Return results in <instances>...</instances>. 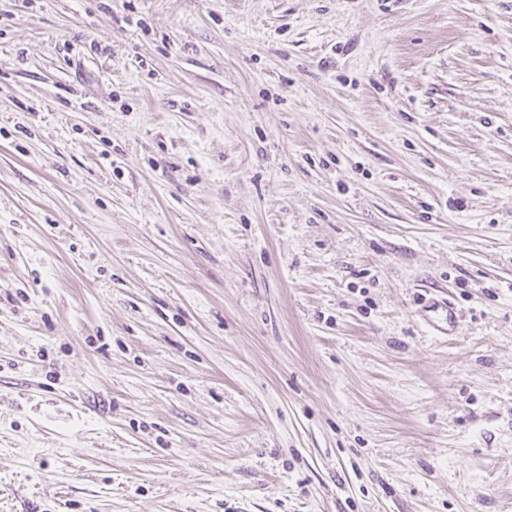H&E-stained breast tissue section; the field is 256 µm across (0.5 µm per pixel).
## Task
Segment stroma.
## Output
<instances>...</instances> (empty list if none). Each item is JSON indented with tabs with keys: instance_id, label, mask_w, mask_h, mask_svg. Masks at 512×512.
Listing matches in <instances>:
<instances>
[{
	"instance_id": "stroma-1",
	"label": "stroma",
	"mask_w": 512,
	"mask_h": 512,
	"mask_svg": "<svg viewBox=\"0 0 512 512\" xmlns=\"http://www.w3.org/2000/svg\"><path fill=\"white\" fill-rule=\"evenodd\" d=\"M0 512H512V0H0Z\"/></svg>"
}]
</instances>
